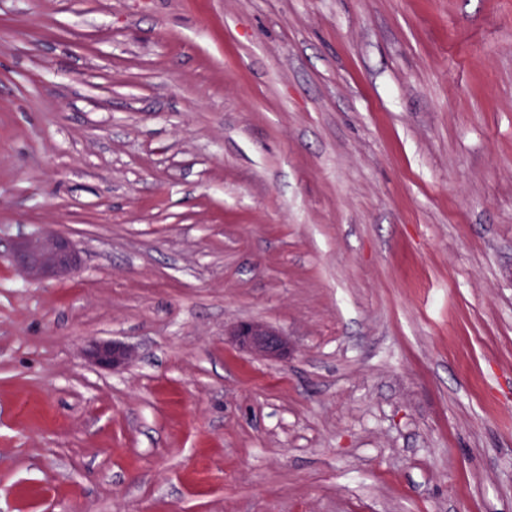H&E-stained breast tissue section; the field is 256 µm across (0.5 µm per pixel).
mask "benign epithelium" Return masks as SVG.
Wrapping results in <instances>:
<instances>
[{"label": "benign epithelium", "mask_w": 512, "mask_h": 512, "mask_svg": "<svg viewBox=\"0 0 512 512\" xmlns=\"http://www.w3.org/2000/svg\"><path fill=\"white\" fill-rule=\"evenodd\" d=\"M10 260L23 266L34 279L68 274L79 263L73 244L67 238L50 232L20 239L10 254ZM233 336L241 349L267 360H277L288 353L287 338L261 322L240 324ZM87 356L93 364L116 371L128 366L133 351L121 342L99 341L90 345Z\"/></svg>", "instance_id": "7a95c632"}]
</instances>
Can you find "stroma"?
Returning <instances> with one entry per match:
<instances>
[{
    "mask_svg": "<svg viewBox=\"0 0 512 512\" xmlns=\"http://www.w3.org/2000/svg\"><path fill=\"white\" fill-rule=\"evenodd\" d=\"M0 512H512V0H0ZM9 258L23 266L34 279L71 273L79 263L73 244L67 238L50 232L20 239ZM231 336L242 350L267 360H277L288 353L285 335L261 322L240 324ZM87 356L93 364L116 371L128 366L133 351L121 342L99 341L90 345Z\"/></svg>",
    "mask_w": 512,
    "mask_h": 512,
    "instance_id": "35a3bbf8",
    "label": "stroma"
}]
</instances>
